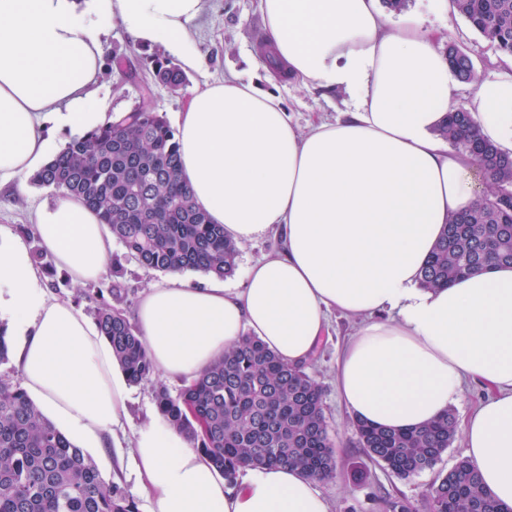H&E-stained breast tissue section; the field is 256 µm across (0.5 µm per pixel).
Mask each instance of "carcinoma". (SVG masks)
I'll return each instance as SVG.
<instances>
[{
  "instance_id": "cac0c4a2",
  "label": "carcinoma",
  "mask_w": 512,
  "mask_h": 512,
  "mask_svg": "<svg viewBox=\"0 0 512 512\" xmlns=\"http://www.w3.org/2000/svg\"><path fill=\"white\" fill-rule=\"evenodd\" d=\"M457 11L499 52L512 56V0H455ZM448 62L463 82L481 76L471 58L448 43ZM154 77L172 90L185 83L170 62ZM439 136L474 158L486 175L480 201L444 225L420 272L433 289L512 264V157L480 139L468 111L448 113ZM176 131L165 115L138 105L99 129L72 138L31 176L37 186L73 195L95 210L142 267L164 272L233 275L239 247L213 224L180 178ZM121 372L132 385L154 384L158 412L187 436L229 481L246 467L287 466L323 480L336 475L323 392L303 365L283 363L248 334L173 396L125 312L102 301L95 311ZM359 447L401 478L430 469L451 447L457 420L449 410L410 430L353 422ZM382 512H418L403 497L380 496ZM425 512H512L461 458L430 488ZM0 512H138L134 498L107 482L94 459L48 419L18 382L0 377Z\"/></svg>"
}]
</instances>
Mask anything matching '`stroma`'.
Segmentation results:
<instances>
[{
  "instance_id": "1",
  "label": "stroma",
  "mask_w": 512,
  "mask_h": 512,
  "mask_svg": "<svg viewBox=\"0 0 512 512\" xmlns=\"http://www.w3.org/2000/svg\"><path fill=\"white\" fill-rule=\"evenodd\" d=\"M412 13L420 16L424 27L442 30L450 42L466 52L482 78H490L499 71L503 63L501 53L459 12L439 14L431 9L429 0H406L401 10L390 11L389 16L395 20L400 15ZM264 40L258 0H208L196 33V49L203 65L200 69L186 71L184 85L174 91L156 83L153 78L155 50L137 45L123 29L111 28L101 42L104 74L96 98L111 116L146 102L155 111L164 113L174 126L184 104L196 90L235 76L278 95L298 128H306L309 120L317 115L329 121L344 118L347 93L291 83L272 77L270 70L253 64L252 55ZM57 198L54 190L31 183L27 184L25 195L0 194V232L18 233L20 226L30 225L31 214L37 206L53 203ZM282 246L283 236L278 230L242 244L237 269L234 275L224 278V286L243 288L248 267ZM110 262L121 269V277L117 280L123 289L117 305L130 315L135 313L146 288L164 284L168 279L167 273L145 269L130 259L117 240L112 243ZM112 280L115 279L107 272L97 281L77 284L65 271L52 265L40 267L38 286L48 297L71 301L90 316L95 307L93 295L108 290ZM357 325L356 319L331 313L316 355L306 366L307 372L323 390L325 415L331 427L337 461L335 476L320 482L318 489L328 499L332 512H378L373 497L383 492L422 503L438 476L464 458L463 441L455 439L434 468L408 478L397 477L368 458L356 442L352 419L336 392V361L344 341ZM156 410L152 384L130 386L124 435L120 436L117 446L90 451L106 481L119 483L133 491L136 475L130 449L134 434Z\"/></svg>"
}]
</instances>
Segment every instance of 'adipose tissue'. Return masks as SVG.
I'll use <instances>...</instances> for the list:
<instances>
[{
	"label": "adipose tissue",
	"instance_id": "1",
	"mask_svg": "<svg viewBox=\"0 0 512 512\" xmlns=\"http://www.w3.org/2000/svg\"><path fill=\"white\" fill-rule=\"evenodd\" d=\"M381 0H259L269 50L289 78L342 89L344 119L298 130L281 100L231 77L206 85L178 120L181 174L212 223L243 244L273 226L283 251L252 264L243 290L147 288L137 330L157 373L192 382L248 334L285 363L314 355L336 310L359 319L336 390L353 419L411 428L444 413L464 381L489 397L463 422L465 455L512 512V265L442 289L419 273L448 219L478 198L475 163L436 130L465 108L476 132L512 156V57L459 103L442 32L420 18L389 23ZM206 0H0V190L22 189L50 159L54 132L106 120L93 100L101 38L121 26L135 43L194 70ZM34 233L72 280H97L112 236L82 199L33 212ZM24 243L0 234V319L16 337L28 394L91 448L117 436L128 382L97 324L37 288ZM394 317H384V310ZM138 487L152 512H330L316 479L249 467L229 483L188 439L155 417L135 434Z\"/></svg>",
	"mask_w": 512,
	"mask_h": 512
}]
</instances>
